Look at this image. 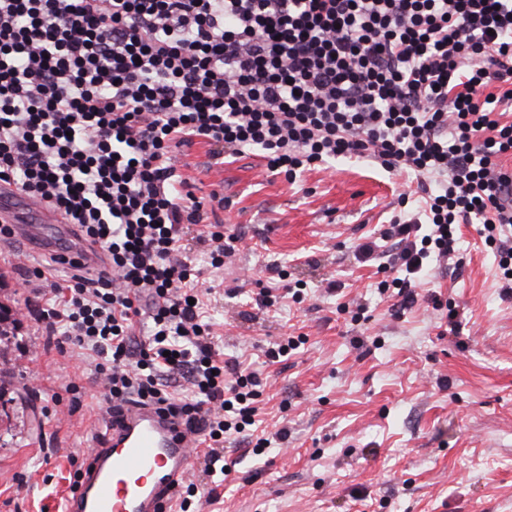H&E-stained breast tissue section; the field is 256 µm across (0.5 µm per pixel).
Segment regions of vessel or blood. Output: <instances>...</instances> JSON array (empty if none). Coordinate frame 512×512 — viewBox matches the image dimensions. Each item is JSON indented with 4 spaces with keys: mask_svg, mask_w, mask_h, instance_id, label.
Masks as SVG:
<instances>
[{
    "mask_svg": "<svg viewBox=\"0 0 512 512\" xmlns=\"http://www.w3.org/2000/svg\"><path fill=\"white\" fill-rule=\"evenodd\" d=\"M38 226L16 225L17 237L53 249L69 227L49 209ZM193 435L177 419L154 407L129 405L112 422L107 439L94 448L65 512H172L191 472Z\"/></svg>",
    "mask_w": 512,
    "mask_h": 512,
    "instance_id": "vessel-or-blood-1",
    "label": "vessel or blood"
}]
</instances>
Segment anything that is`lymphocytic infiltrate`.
<instances>
[{"label": "lymphocytic infiltrate", "mask_w": 512, "mask_h": 512, "mask_svg": "<svg viewBox=\"0 0 512 512\" xmlns=\"http://www.w3.org/2000/svg\"><path fill=\"white\" fill-rule=\"evenodd\" d=\"M512 0H0V181L103 254L30 268L47 336L90 354L109 410L148 404L197 423L207 467L251 425L261 385L226 367L194 304L181 242L211 268L242 241L207 223L175 149L260 151L298 174L340 157L412 175L422 211L392 220L400 307L433 256L478 223L512 288ZM380 240V241H381ZM68 265L64 281L57 266Z\"/></svg>", "instance_id": "f902f5d3"}]
</instances>
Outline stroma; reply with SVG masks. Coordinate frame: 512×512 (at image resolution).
I'll return each mask as SVG.
<instances>
[{
    "label": "stroma",
    "mask_w": 512,
    "mask_h": 512,
    "mask_svg": "<svg viewBox=\"0 0 512 512\" xmlns=\"http://www.w3.org/2000/svg\"><path fill=\"white\" fill-rule=\"evenodd\" d=\"M176 157L196 196L221 193L211 221L244 238L203 301L225 363L261 380L255 425L224 445L226 472L192 467L200 512H512V294L477 225L399 312L377 288L396 270L357 247L388 224L401 178L353 157L291 184L260 152L217 165L199 140ZM17 252L40 256L32 241L0 247V305L15 322L0 342V512H62L106 431L102 386L25 316ZM283 281L303 302L258 306ZM288 336L304 342L268 359Z\"/></svg>",
    "instance_id": "35a3bbf8"
}]
</instances>
